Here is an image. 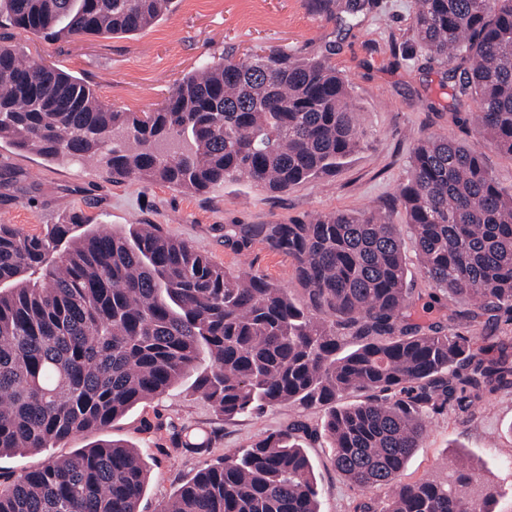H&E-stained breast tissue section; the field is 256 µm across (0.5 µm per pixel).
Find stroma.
I'll use <instances>...</instances> for the list:
<instances>
[{
    "label": "stroma",
    "instance_id": "stroma-1",
    "mask_svg": "<svg viewBox=\"0 0 512 512\" xmlns=\"http://www.w3.org/2000/svg\"><path fill=\"white\" fill-rule=\"evenodd\" d=\"M338 2L339 10L329 15L317 12L310 0H176L171 12L134 36L19 37L27 57L83 78L100 99L128 112L161 102L175 79L228 50L240 58L261 46H279L319 57L353 88L363 146L336 173L283 193L233 180L197 194L163 183L115 182L97 161L53 163L1 143L0 165L9 166L14 178L10 186H0V224L38 235L74 212L115 232L134 223L158 224L225 271L253 266L303 301L291 259L258 240L247 252H236L224 241L225 225L285 224L317 213L384 208L393 223H402L401 210L389 203L407 176L418 140L428 134L477 140L473 103L456 101L447 62L427 54L414 35L412 0H375L373 8L356 14L345 11L347 0ZM190 385L183 379L163 397L135 405L103 433L146 454L148 485L141 512H159L202 459L235 452L295 419L314 428L323 422L321 409L293 406L225 421L192 395ZM173 424L210 432L208 455L174 447ZM305 447L319 486L320 512H354L359 493L337 473L328 440ZM462 460L473 474L475 491H494V512H512V389L466 412L451 407L430 415L422 446L401 480L439 479Z\"/></svg>",
    "mask_w": 512,
    "mask_h": 512
}]
</instances>
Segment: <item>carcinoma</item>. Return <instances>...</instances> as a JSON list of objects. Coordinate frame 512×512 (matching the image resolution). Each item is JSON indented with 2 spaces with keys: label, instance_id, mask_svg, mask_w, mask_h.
<instances>
[{
  "label": "carcinoma",
  "instance_id": "cac0c4a2",
  "mask_svg": "<svg viewBox=\"0 0 512 512\" xmlns=\"http://www.w3.org/2000/svg\"><path fill=\"white\" fill-rule=\"evenodd\" d=\"M176 0H0V28L45 40L126 36ZM426 52L475 104L479 142L430 134L417 143L397 201L419 272L456 309L410 322L403 238L386 215L335 212L286 224H232L237 251L259 240L293 261L306 302L245 267L231 275L158 224L120 233L74 216L43 234L0 224V457L44 452L0 474V512H139L148 469L119 441L50 450L111 426L184 374L228 420L284 404L325 410L336 472L362 498L355 512H493L467 493L469 470L401 484L426 418L466 412L512 388V354L492 358L448 325L512 316V194L480 143L512 158V0H413ZM347 78L316 57L269 46L174 80L147 112L103 103L90 85L36 62L0 35V141L50 162L92 159L112 181L205 193L245 179L272 193L336 171L362 146ZM356 393L344 406L336 399ZM302 421L203 462L160 512H320ZM203 455L211 438L172 428ZM385 490L384 499L373 492ZM45 455V453L30 452L23 455L4 456L0 459V467L4 472L19 474L39 467L44 461Z\"/></svg>",
  "mask_w": 512,
  "mask_h": 512
}]
</instances>
